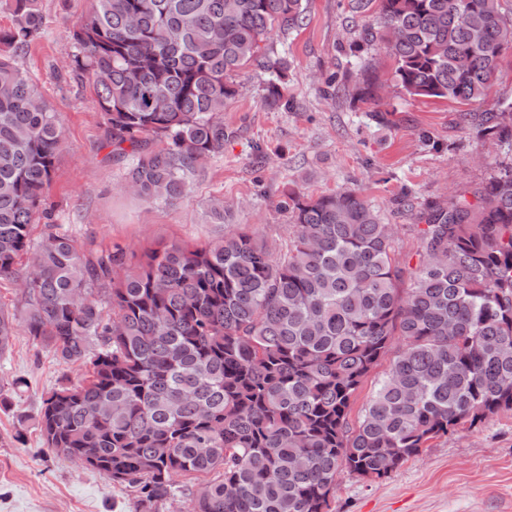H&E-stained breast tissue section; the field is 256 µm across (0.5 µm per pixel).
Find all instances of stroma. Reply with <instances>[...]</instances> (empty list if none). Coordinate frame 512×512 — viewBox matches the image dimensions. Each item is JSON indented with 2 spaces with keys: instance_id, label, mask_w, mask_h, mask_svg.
I'll use <instances>...</instances> for the list:
<instances>
[{
  "instance_id": "35a3bbf8",
  "label": "stroma",
  "mask_w": 512,
  "mask_h": 512,
  "mask_svg": "<svg viewBox=\"0 0 512 512\" xmlns=\"http://www.w3.org/2000/svg\"><path fill=\"white\" fill-rule=\"evenodd\" d=\"M90 7L91 0H42L45 30L18 58L63 120L64 145L47 203L56 223L78 241L91 239L103 248L119 243L139 253L159 242H208L244 224L281 249L292 219L277 201L294 181L312 195L359 190L382 221L394 225L402 255L410 256L418 247L417 216L428 202L471 191L512 164V147L485 136L470 119L512 102V51L481 99H413L393 82L394 61L383 46L353 49L375 9L355 14L349 0H308L302 26L286 34L272 31L266 41L269 54L288 62L291 108L266 107L269 72L256 65L243 69L233 77L237 96L224 105V122L235 135L223 154L197 171L186 198L142 201L121 189L124 163L105 160L98 149L102 118L92 87L58 77L73 30ZM364 65L383 87L379 103L356 102L343 91L322 96L319 86L328 74L348 84ZM377 108L390 110L388 122L371 118ZM423 129L431 140L420 138ZM404 193L410 204L403 208L396 199ZM215 198L226 206L220 224L208 216ZM65 375L76 379L81 370L36 352L21 331L0 355V385L15 378L27 382L12 410L0 411V512H136L133 494L47 451L33 428L31 416ZM19 428L21 443L13 439ZM336 512H512V411L439 439L386 479L341 473Z\"/></svg>"
}]
</instances>
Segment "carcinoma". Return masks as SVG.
Instances as JSON below:
<instances>
[{
    "label": "carcinoma",
    "mask_w": 512,
    "mask_h": 512,
    "mask_svg": "<svg viewBox=\"0 0 512 512\" xmlns=\"http://www.w3.org/2000/svg\"><path fill=\"white\" fill-rule=\"evenodd\" d=\"M0 25V354L23 328L33 348L85 368L42 399L43 447L137 493L194 512H332L338 475L389 476L457 428L512 411V165L474 192L420 212L416 262L363 195L294 185L275 253L239 228L205 244H79L44 194L63 140L19 53L41 36L42 0H9ZM306 0H92L72 35L66 81L89 83L100 148L127 164L125 192L186 197L224 153L233 73L272 70L265 105L289 107L288 62L262 47L302 25ZM360 41L393 58L405 95L465 104L492 88L512 51L507 0H378ZM352 98H379L365 69ZM512 141V103L473 116ZM45 219L32 239L35 215ZM29 261L20 274L23 261ZM390 357L357 422L351 406Z\"/></svg>",
    "instance_id": "cac0c4a2"
}]
</instances>
